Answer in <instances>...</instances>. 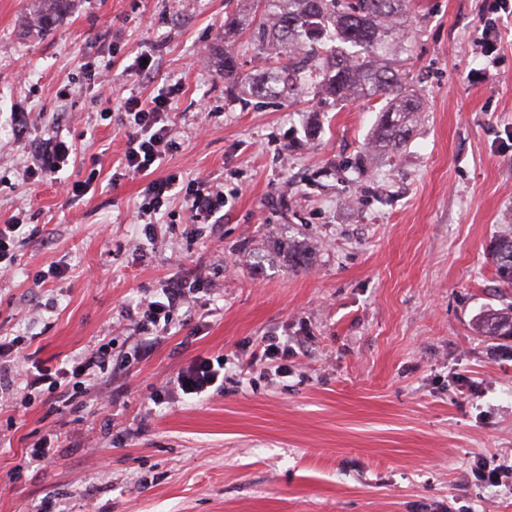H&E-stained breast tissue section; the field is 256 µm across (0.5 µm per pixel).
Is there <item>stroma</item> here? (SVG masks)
I'll use <instances>...</instances> for the list:
<instances>
[{
  "mask_svg": "<svg viewBox=\"0 0 512 512\" xmlns=\"http://www.w3.org/2000/svg\"><path fill=\"white\" fill-rule=\"evenodd\" d=\"M29 3L0 0V224L27 214L0 335L54 363L107 343L112 364L63 408L19 384L0 395V512H512V484L470 477L512 453V339L476 330L512 305L487 256L512 225V0H415L423 112L378 156L382 101L228 96L226 0H75L43 32ZM142 55L147 80L128 72ZM172 86L180 146L153 176L211 180L229 202L211 226L171 199L135 253L150 178L119 173V104ZM54 136L73 146L58 179L25 182ZM94 168L87 194L60 190ZM200 273L211 287L157 336L124 317ZM264 337L298 351L288 376L240 374ZM220 356L206 392L177 387ZM49 430L52 455L29 460Z\"/></svg>",
  "mask_w": 512,
  "mask_h": 512,
  "instance_id": "obj_1",
  "label": "stroma"
}]
</instances>
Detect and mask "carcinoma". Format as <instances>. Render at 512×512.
I'll return each instance as SVG.
<instances>
[{
  "label": "carcinoma",
  "mask_w": 512,
  "mask_h": 512,
  "mask_svg": "<svg viewBox=\"0 0 512 512\" xmlns=\"http://www.w3.org/2000/svg\"><path fill=\"white\" fill-rule=\"evenodd\" d=\"M412 0H253L249 19L226 12L224 27L246 36L242 45L263 57L267 69L231 93L263 98L287 87L300 94L333 99H383L387 107L370 140L373 150L404 142L418 121L421 103L390 57L408 52ZM29 26L49 30L69 13L74 0H32ZM488 256L499 282L512 288V231L497 235ZM478 329L487 336L512 337V311H491Z\"/></svg>",
  "instance_id": "1"
}]
</instances>
